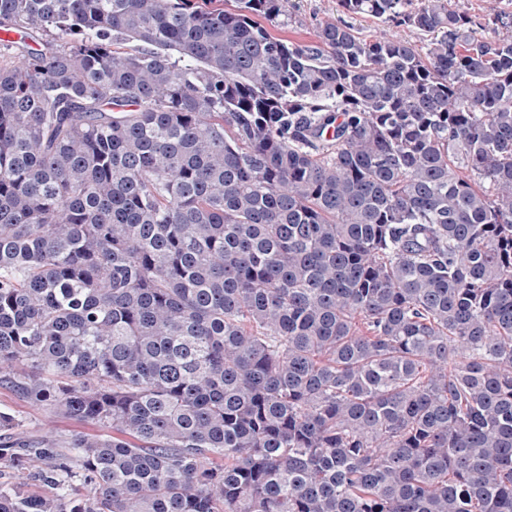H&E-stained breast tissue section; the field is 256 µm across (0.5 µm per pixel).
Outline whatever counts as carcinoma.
Wrapping results in <instances>:
<instances>
[{
  "instance_id": "cac0c4a2",
  "label": "carcinoma",
  "mask_w": 512,
  "mask_h": 512,
  "mask_svg": "<svg viewBox=\"0 0 512 512\" xmlns=\"http://www.w3.org/2000/svg\"><path fill=\"white\" fill-rule=\"evenodd\" d=\"M336 2L0 0V512H512V14ZM290 10L297 23L274 31L275 34L296 42H309L314 39L320 23L328 19L342 17L364 35H371L377 30V22L367 16L347 17L337 11L336 0H291ZM20 409L24 411V416L29 424L28 428L36 436L44 437L45 434L54 437L58 442H62L74 429H80V425L73 422L62 420L49 411L38 409L36 407H18L14 398L0 388V410Z\"/></svg>"
}]
</instances>
